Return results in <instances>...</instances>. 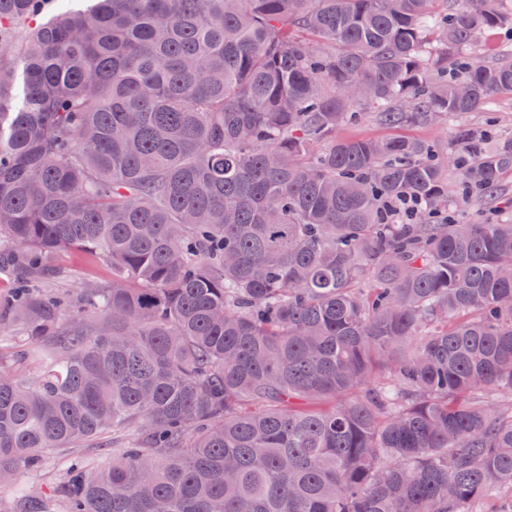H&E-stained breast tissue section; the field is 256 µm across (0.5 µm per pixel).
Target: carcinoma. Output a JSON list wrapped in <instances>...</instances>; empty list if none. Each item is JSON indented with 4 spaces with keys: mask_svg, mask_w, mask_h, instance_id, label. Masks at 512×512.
<instances>
[{
    "mask_svg": "<svg viewBox=\"0 0 512 512\" xmlns=\"http://www.w3.org/2000/svg\"><path fill=\"white\" fill-rule=\"evenodd\" d=\"M0 0L4 512H482L512 493V0ZM495 141L487 150L485 143ZM456 174L448 199L446 167ZM413 196L397 223L384 203ZM62 250L105 263L46 289ZM33 371V376L23 375ZM121 442L105 467L78 446ZM465 122L475 127H482L488 121H493L495 127L503 134H512V98L498 99L495 112H472L463 118ZM393 133L385 128L374 117H367L357 126L345 128L341 134L345 136H356L363 138L383 137ZM450 127L439 126H413L403 131L404 134L424 138L435 143L445 144L451 137ZM66 466V456L58 450H51L46 454L45 465L42 471L32 473L24 481L26 489L31 493H48L54 479L62 473Z\"/></svg>",
    "mask_w": 512,
    "mask_h": 512,
    "instance_id": "1",
    "label": "carcinoma"
}]
</instances>
